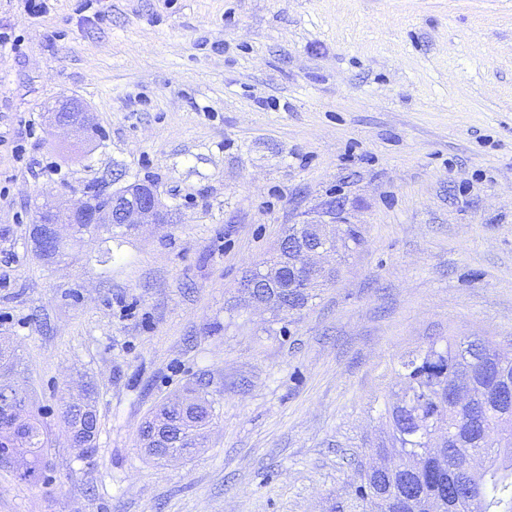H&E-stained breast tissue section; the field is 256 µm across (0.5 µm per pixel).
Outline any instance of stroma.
<instances>
[{"label": "stroma", "mask_w": 512, "mask_h": 512, "mask_svg": "<svg viewBox=\"0 0 512 512\" xmlns=\"http://www.w3.org/2000/svg\"><path fill=\"white\" fill-rule=\"evenodd\" d=\"M0 339L47 429L0 512H324L386 431L400 357L512 354V0H0ZM76 102L95 135L48 115ZM154 183L170 215L39 260L44 201ZM361 243L300 311L241 279L328 201ZM205 448L146 460L185 387ZM93 388L92 456L62 399Z\"/></svg>", "instance_id": "1"}]
</instances>
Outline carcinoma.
Masks as SVG:
<instances>
[{
	"mask_svg": "<svg viewBox=\"0 0 512 512\" xmlns=\"http://www.w3.org/2000/svg\"><path fill=\"white\" fill-rule=\"evenodd\" d=\"M401 393L385 404L387 437L377 454L385 465L359 461L350 489L328 501L326 512H512V358L481 337H436L401 358L395 369ZM183 412L159 405L141 426L168 418L189 430L168 448L145 455L155 460L184 454L205 443L212 405L194 390ZM77 447L93 451L99 418L93 400ZM27 458L22 476L35 475L45 428L26 402L16 414L0 416V440Z\"/></svg>",
	"mask_w": 512,
	"mask_h": 512,
	"instance_id": "carcinoma-1",
	"label": "carcinoma"
}]
</instances>
